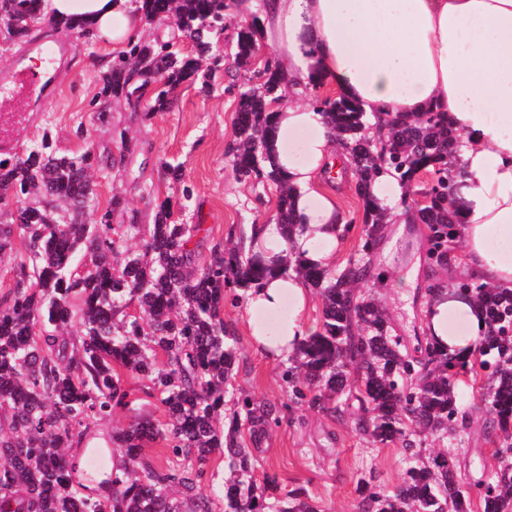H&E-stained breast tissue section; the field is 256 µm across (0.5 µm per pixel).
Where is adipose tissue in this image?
<instances>
[{
    "instance_id": "1",
    "label": "adipose tissue",
    "mask_w": 512,
    "mask_h": 512,
    "mask_svg": "<svg viewBox=\"0 0 512 512\" xmlns=\"http://www.w3.org/2000/svg\"><path fill=\"white\" fill-rule=\"evenodd\" d=\"M236 10L260 12L262 37L278 53L284 99L271 161L296 190L292 235L273 222L246 235L247 252L269 270L246 303L254 349L278 360L314 333L313 289L281 268L291 255L333 267L344 234L336 197L322 188L326 169L342 164L340 146L319 112L294 101L318 83L381 118L444 113L461 142L451 175L466 269L512 289V0H238ZM43 13L88 23L116 50L142 24L130 0H43ZM372 193L389 223L409 222L411 199L394 177L381 175ZM423 328L463 356L486 331L474 302L445 289L427 304Z\"/></svg>"
}]
</instances>
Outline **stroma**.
Listing matches in <instances>:
<instances>
[{"label": "stroma", "mask_w": 512, "mask_h": 512, "mask_svg": "<svg viewBox=\"0 0 512 512\" xmlns=\"http://www.w3.org/2000/svg\"><path fill=\"white\" fill-rule=\"evenodd\" d=\"M242 25L236 12H228L224 31L213 44L214 53L223 57L222 70L209 91H201L196 84H182L170 109L148 120L142 112L115 100L104 123L97 120L89 103L100 91L102 60L111 55V48L97 39L86 40L76 30L37 25L36 34L72 41L74 50L63 64L56 93L27 100V109L38 113L30 140L47 132L60 152L88 147L97 155L112 156V167L95 175L98 200L104 204L113 193H122L130 208L138 211L142 225L153 224L158 204L167 198L173 201L174 220L204 225L215 239L229 238L231 233L267 221L276 210L278 188L267 182L238 179L225 154L226 145L235 137L238 96L252 85L261 66L257 60L246 66L236 61V38ZM167 164L180 168L181 183L165 175L163 167ZM353 181L348 173L326 185L336 193L350 225L338 258L342 264L357 248L363 221L362 203ZM184 184L192 188L191 198H183L180 187ZM427 249V227L408 224L402 237L384 239L376 251L374 265L388 267L390 281L375 289L374 295L404 336L419 330L427 304L423 287L438 277L424 263ZM225 319L238 337L241 359L235 386L239 393L257 402L286 401L279 362L254 352L250 345L244 305L227 307ZM125 385L137 397L135 410L119 408L111 417L96 421L82 442L69 450L82 478L93 475L92 449L104 447L109 458L120 456V449L107 446L113 430L127 426L137 414L159 421L165 418L163 406L148 395L144 382L129 378ZM460 393L470 410V423L459 445L458 468L468 478L490 476L497 466L495 445L485 427L479 387L469 382L461 385ZM293 416V421L270 426L262 436L257 473L277 475L285 490L305 486L321 512H354L358 481L368 473H375L387 489L399 484L403 470L399 448L378 447L356 436L353 412L335 419L302 407Z\"/></svg>", "instance_id": "stroma-1"}]
</instances>
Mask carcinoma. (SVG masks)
Segmentation results:
<instances>
[{"mask_svg":"<svg viewBox=\"0 0 512 512\" xmlns=\"http://www.w3.org/2000/svg\"><path fill=\"white\" fill-rule=\"evenodd\" d=\"M42 0H0L6 40L25 44L41 23ZM145 20L176 18L177 43L138 39L118 54L92 101L105 121L103 103L123 98L140 105L152 75L150 117L170 105L183 83L211 85L220 59L213 37L224 30L231 0H139ZM259 17L237 33L235 58L250 64L258 52ZM210 57V65L202 61ZM259 84L240 92L235 139L227 154L241 180L279 187L276 221L295 224L293 195L280 170L269 163L266 134L274 121L269 104L282 100L279 66L263 62ZM349 158L364 222L358 254L346 265L319 270L299 263L292 271L308 280L321 301V325L288 356L281 379L288 402L256 403L230 391L240 354L224 320L227 304L248 295L266 269L245 251V233L228 247L209 239L201 224L172 220L168 201L158 205L154 224L141 232L136 216L112 227V211L125 208L114 194L99 221L84 215L96 200L93 172L102 160L91 150L57 152L48 133L23 155L0 159V204L14 205L0 222V263L14 262L13 284L0 297V512H212L196 492L209 456L224 453V512H321L307 489L280 492L276 478L255 474L253 448L291 405L342 417L358 404L355 431L381 445L399 446L407 467L392 491L361 479L357 512H467L471 490L484 488V512H512V290L495 288L462 273L453 291L478 302L486 333L475 354L460 357L429 338L409 346L382 307L359 290L369 277V257L382 243L386 211L370 187L383 173L428 199L413 207L417 223L429 230L427 258L436 269L457 262L452 209L454 184L448 173L459 142L441 112L407 121L385 119V133L369 113L341 95L314 105ZM430 176L421 190L422 175ZM140 248L122 250L130 236ZM25 253L17 255L15 240ZM209 257L199 262V247ZM135 305L137 314L126 312ZM488 372L481 402L497 432L499 468L485 481H466L448 450L428 456L417 435L428 432L446 443L466 429L467 412L456 377L475 368ZM148 383L159 395L168 421L136 418L112 435L125 462L99 482L94 493L74 480L66 449L90 425L131 404L122 376ZM232 403L229 421L224 406ZM161 442L184 461L179 469L154 465L143 454Z\"/></svg>","mask_w":512,"mask_h":512,"instance_id":"obj_1","label":"carcinoma"}]
</instances>
